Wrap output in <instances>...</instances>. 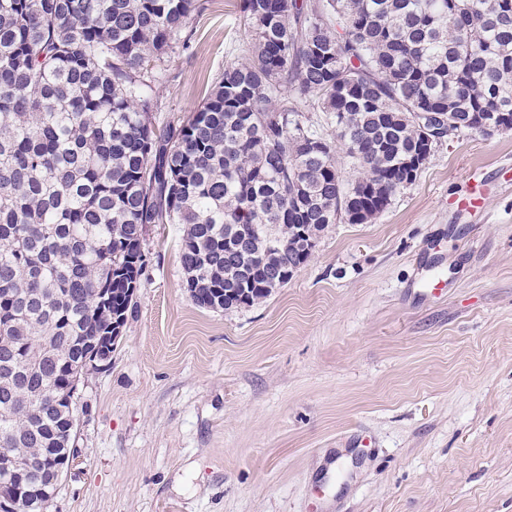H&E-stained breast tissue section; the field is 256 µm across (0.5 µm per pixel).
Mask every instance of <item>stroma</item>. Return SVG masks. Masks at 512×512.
Here are the masks:
<instances>
[{
  "instance_id": "35a3bbf8",
  "label": "stroma",
  "mask_w": 512,
  "mask_h": 512,
  "mask_svg": "<svg viewBox=\"0 0 512 512\" xmlns=\"http://www.w3.org/2000/svg\"><path fill=\"white\" fill-rule=\"evenodd\" d=\"M199 2L152 83L160 126L249 43L241 0ZM181 235L147 229L49 512H512V131L449 137L250 307L194 303Z\"/></svg>"
}]
</instances>
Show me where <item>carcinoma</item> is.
Wrapping results in <instances>:
<instances>
[{
    "label": "carcinoma",
    "mask_w": 512,
    "mask_h": 512,
    "mask_svg": "<svg viewBox=\"0 0 512 512\" xmlns=\"http://www.w3.org/2000/svg\"><path fill=\"white\" fill-rule=\"evenodd\" d=\"M199 9L0 0V455L29 462L0 502L16 512H44L35 490L77 454L78 379L112 360L89 341L127 322L149 225L184 226L197 306H251L286 284L270 267L308 260L299 226L368 222L415 181L419 113H442L443 137L474 113L512 122V0H244L248 58L159 126L153 66Z\"/></svg>",
    "instance_id": "obj_1"
}]
</instances>
